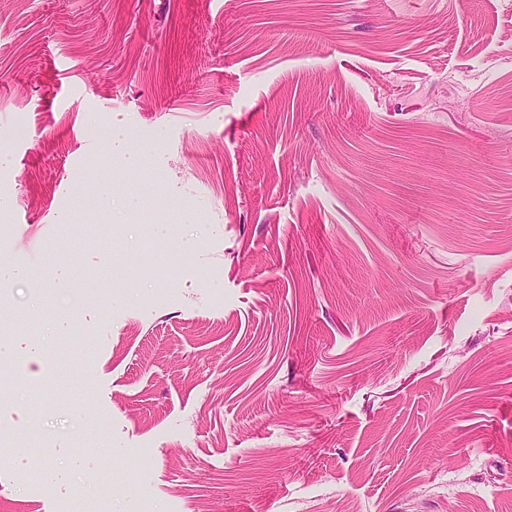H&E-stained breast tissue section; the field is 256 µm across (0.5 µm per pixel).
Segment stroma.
Masks as SVG:
<instances>
[{"mask_svg":"<svg viewBox=\"0 0 512 512\" xmlns=\"http://www.w3.org/2000/svg\"><path fill=\"white\" fill-rule=\"evenodd\" d=\"M0 152V512L512 503V0H0Z\"/></svg>","mask_w":512,"mask_h":512,"instance_id":"35a3bbf8","label":"stroma"}]
</instances>
